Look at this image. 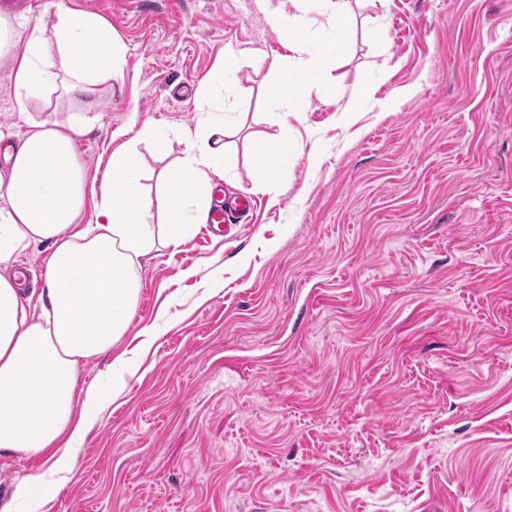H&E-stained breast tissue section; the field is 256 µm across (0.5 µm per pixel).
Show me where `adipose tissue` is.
<instances>
[{"label": "adipose tissue", "instance_id": "adipose-tissue-1", "mask_svg": "<svg viewBox=\"0 0 512 512\" xmlns=\"http://www.w3.org/2000/svg\"><path fill=\"white\" fill-rule=\"evenodd\" d=\"M288 12H272L273 30L288 39L294 55L265 88L269 107L303 111L311 98L341 97L324 71L347 48V0H289ZM328 12L335 35L316 46L308 19ZM18 19L0 15V61L10 66L19 115L27 130L18 145L0 150V459L40 456L49 473L71 478L70 449L85 436L107 396L81 390L79 370L111 350L125 335L142 290L140 260L178 248L212 205L213 180L224 175L227 114L239 100L234 76L254 55L229 45L220 76L201 82L208 100L222 86L220 107L206 111L183 137L181 164L157 177L155 194L145 192L142 156L136 143L112 152L99 185L89 184L76 150L77 136L93 118L73 112L65 120H38L31 100L53 90L74 100L95 93L121 60V45L99 15L58 8L51 23L21 34ZM298 144L288 130L252 142L251 183L269 185L284 171ZM159 223L146 220L153 203ZM43 245L47 273L43 288L27 295L19 262L31 246Z\"/></svg>", "mask_w": 512, "mask_h": 512}]
</instances>
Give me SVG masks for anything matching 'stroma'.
<instances>
[{
  "instance_id": "obj_1",
  "label": "stroma",
  "mask_w": 512,
  "mask_h": 512,
  "mask_svg": "<svg viewBox=\"0 0 512 512\" xmlns=\"http://www.w3.org/2000/svg\"><path fill=\"white\" fill-rule=\"evenodd\" d=\"M61 5L124 46L95 97L29 105L96 116L77 139L92 178L133 138L148 176L172 166L225 46L260 50L215 182L253 207L145 261L128 331L81 370L114 398L75 477L18 512H512V0H351L328 70L343 97L297 117L265 104L292 50L258 0H37L18 17ZM285 123L287 189L252 187L250 140Z\"/></svg>"
}]
</instances>
